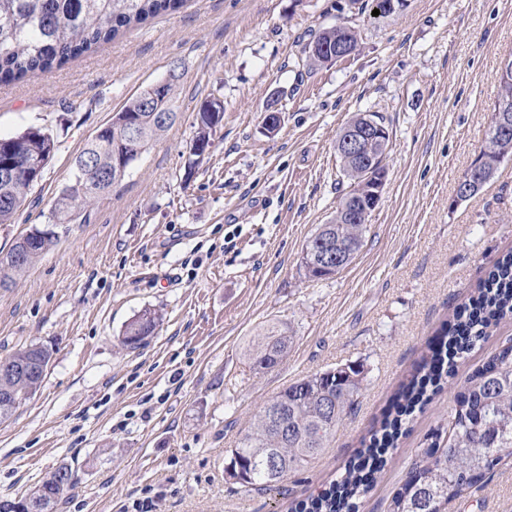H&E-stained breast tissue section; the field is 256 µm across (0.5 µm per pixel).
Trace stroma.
<instances>
[{"instance_id": "35a3bbf8", "label": "stroma", "mask_w": 512, "mask_h": 512, "mask_svg": "<svg viewBox=\"0 0 512 512\" xmlns=\"http://www.w3.org/2000/svg\"><path fill=\"white\" fill-rule=\"evenodd\" d=\"M346 0H187L122 29L46 73L0 84V137L30 127L57 150L0 249L45 228L74 158L129 98L179 68V118L87 217L57 225V246L0 288V358L40 343L53 356L37 392L0 423V499L60 466L73 480L56 512H293L336 479L421 363L441 324L512 250V161L469 199L456 187L491 121L512 54V0H405L349 17ZM354 20L360 48L314 71L304 46ZM224 116L196 168L201 105ZM277 107L281 124L262 119ZM363 112L390 132L387 178L363 245L332 278L305 277L308 239L348 190L336 137ZM161 324L121 343L144 310ZM293 338L276 367L253 370L249 344L271 324ZM512 341V318L457 364L448 388L411 417L359 512H387L433 432L449 437L454 396ZM358 364L364 391L328 448L272 490L224 472L228 448L278 392ZM446 512H512V456Z\"/></svg>"}]
</instances>
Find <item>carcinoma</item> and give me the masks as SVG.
I'll list each match as a JSON object with an SVG mask.
<instances>
[{
    "label": "carcinoma",
    "mask_w": 512,
    "mask_h": 512,
    "mask_svg": "<svg viewBox=\"0 0 512 512\" xmlns=\"http://www.w3.org/2000/svg\"><path fill=\"white\" fill-rule=\"evenodd\" d=\"M186 0H0V81L23 79L48 72L64 61L81 56L95 46L115 37L119 30L149 17L172 12ZM360 31L344 22L325 27L310 42L318 52L306 56V65L318 69L327 65L328 52L338 46L358 48ZM500 91L495 103L506 106L512 120V71L499 76ZM177 85H172L166 107L171 114L163 126L156 125L145 111V88L129 99L120 113L138 121L139 147L144 150L176 121L174 107ZM212 102L204 103L197 112L195 140L211 147V137L223 113L210 111ZM385 127L383 116L371 113L355 115L347 126L362 130L368 122ZM489 131L478 156L466 175L473 181L470 196H475L494 176L506 155L512 156V145L498 138L491 118ZM127 145L125 130L110 123L75 157L84 163L79 181L65 186L54 200L49 221L72 224L88 212L95 202L111 191L101 184L99 175L112 171V157ZM57 148L53 135L30 128L14 137H0V172L29 163L43 171ZM385 154L376 153L367 166L355 158H340L341 171L349 182V191L336 206V211L355 201V186L366 174L381 182L386 180ZM32 177L20 171L15 178H0V225L13 223L19 208L27 200ZM327 234L322 248H317L318 235L306 243L302 267L305 276L319 280L335 274L327 268L321 254L336 252V237L355 249L362 246L364 224L320 225ZM31 240L32 247L23 266L17 267L8 258H0V287L14 283L36 259L56 246L57 238L42 237L34 230L15 241L12 248ZM512 316V251L499 258L470 297L468 304L454 314L453 324L429 347L430 355L395 394L391 411L376 422L369 438L362 442L345 465L344 472L324 492L307 498L299 512H355L358 500L371 489L375 474L386 464V454L396 447L406 432L405 424L415 409L428 399V390H438L447 381L446 356L469 350L473 338L487 335L488 330L506 316ZM156 313L145 310L125 326L123 343L136 346L155 333ZM292 337L286 331L271 329L249 349L248 357L256 370L277 366L288 352ZM52 350L43 344H30L5 357L7 361L40 358L50 361ZM41 381L21 383L0 374V389H11L22 401L33 395ZM364 387L363 370L346 364L322 373L305 376L288 385L268 400L255 415L250 429L229 450L226 467L228 477L245 488L270 487L288 474L305 467L325 448L336 428L358 403ZM449 420L453 434L445 446L440 437L428 444L430 450L409 468L404 483L389 504V512H444L448 500L462 497L477 486L493 469L489 452L493 448H512V346L504 348L482 369L472 374L457 394ZM70 480L46 479L18 499L0 501V512H31L29 506H40L39 512H54Z\"/></svg>",
    "instance_id": "obj_1"
}]
</instances>
